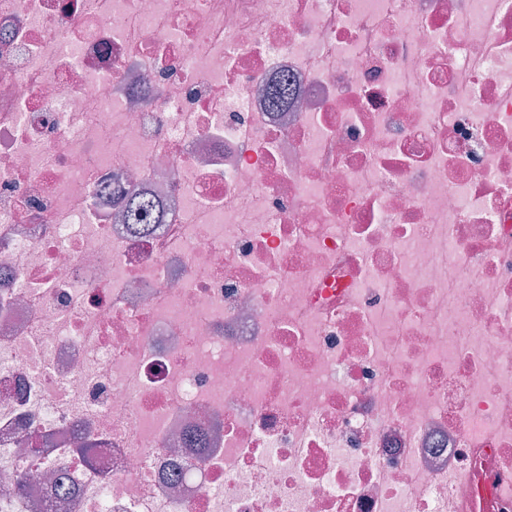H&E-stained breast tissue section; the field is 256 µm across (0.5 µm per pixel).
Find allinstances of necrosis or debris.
<instances>
[{
  "mask_svg": "<svg viewBox=\"0 0 512 512\" xmlns=\"http://www.w3.org/2000/svg\"><path fill=\"white\" fill-rule=\"evenodd\" d=\"M0 512H512V0H0ZM148 215H153L155 224H162L163 211L161 212L159 205L149 197L134 195L132 196L127 205L126 217L129 224L141 232H147L149 224L142 222Z\"/></svg>",
  "mask_w": 512,
  "mask_h": 512,
  "instance_id": "obj_1",
  "label": "necrosis or debris"
}]
</instances>
